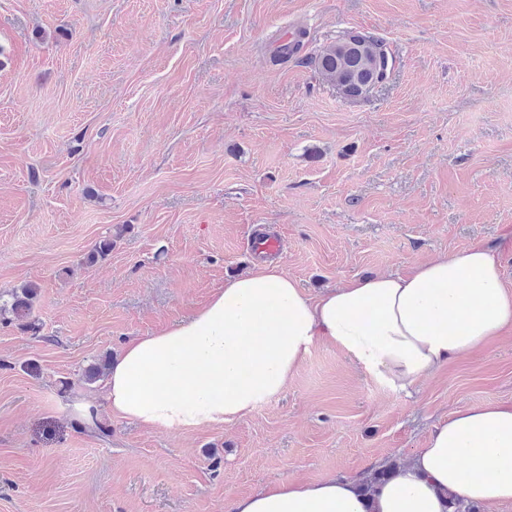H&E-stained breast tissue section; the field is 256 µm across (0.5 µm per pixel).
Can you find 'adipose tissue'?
I'll return each mask as SVG.
<instances>
[{
	"label": "adipose tissue",
	"instance_id": "ef3b65f1",
	"mask_svg": "<svg viewBox=\"0 0 512 512\" xmlns=\"http://www.w3.org/2000/svg\"><path fill=\"white\" fill-rule=\"evenodd\" d=\"M508 329L512 291L494 251L480 244L313 299L270 261L226 280L189 317L130 340L107 371L106 399L150 428L231 422L283 392L318 343L408 394ZM361 482L286 479L236 499L233 512H448L452 493L489 512L512 503V403L457 410L373 494Z\"/></svg>",
	"mask_w": 512,
	"mask_h": 512
}]
</instances>
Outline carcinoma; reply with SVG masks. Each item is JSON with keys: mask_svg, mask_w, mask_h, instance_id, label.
<instances>
[{"mask_svg": "<svg viewBox=\"0 0 512 512\" xmlns=\"http://www.w3.org/2000/svg\"><path fill=\"white\" fill-rule=\"evenodd\" d=\"M300 31L291 42L283 41L275 49L274 58L282 63L293 59L302 46ZM367 48L364 54L356 55L342 51L344 40L338 39L322 47L316 54L306 58L305 64L311 67L322 79L336 84L343 95L358 98L367 94L362 89L377 57L393 61L384 41L366 36ZM38 289L33 285H23L8 294L0 293V323L16 324L23 330H36L33 320L34 303Z\"/></svg>", "mask_w": 512, "mask_h": 512, "instance_id": "cac0c4a2", "label": "carcinoma"}]
</instances>
